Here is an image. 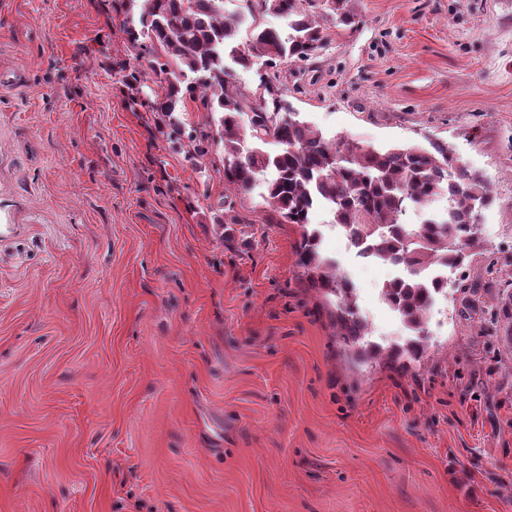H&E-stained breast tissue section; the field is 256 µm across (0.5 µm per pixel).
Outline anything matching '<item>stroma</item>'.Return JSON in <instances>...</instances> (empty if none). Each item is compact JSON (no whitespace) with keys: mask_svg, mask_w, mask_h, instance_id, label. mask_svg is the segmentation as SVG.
<instances>
[{"mask_svg":"<svg viewBox=\"0 0 512 512\" xmlns=\"http://www.w3.org/2000/svg\"><path fill=\"white\" fill-rule=\"evenodd\" d=\"M277 83L329 137L445 144L494 202L424 354L336 334L263 184L211 221L109 0H0V512H512V0H349ZM371 341L390 270L311 218ZM475 282L474 294L460 282Z\"/></svg>","mask_w":512,"mask_h":512,"instance_id":"35a3bbf8","label":"stroma"}]
</instances>
